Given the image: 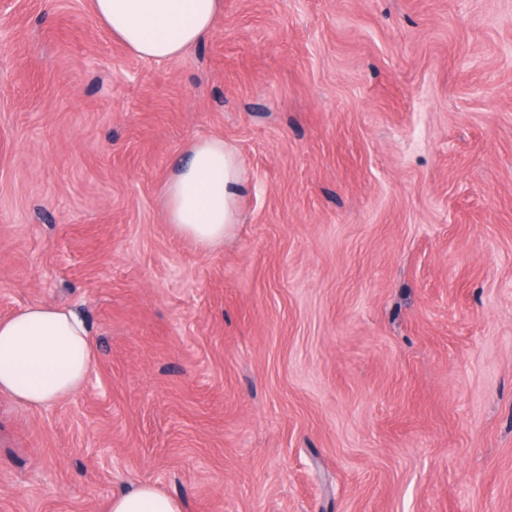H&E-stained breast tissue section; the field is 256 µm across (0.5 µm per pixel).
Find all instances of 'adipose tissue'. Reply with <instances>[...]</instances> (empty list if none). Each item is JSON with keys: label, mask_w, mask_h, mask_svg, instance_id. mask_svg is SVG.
<instances>
[{"label": "adipose tissue", "mask_w": 512, "mask_h": 512, "mask_svg": "<svg viewBox=\"0 0 512 512\" xmlns=\"http://www.w3.org/2000/svg\"><path fill=\"white\" fill-rule=\"evenodd\" d=\"M223 8L224 0H92L113 38L139 58L157 62L199 44ZM246 190L240 162L223 139L198 140L166 181V220L201 250L215 249L232 236ZM94 358L89 330L70 307L30 305L0 321V394L30 407L78 393ZM106 512H184V505L146 483L113 493Z\"/></svg>", "instance_id": "obj_1"}]
</instances>
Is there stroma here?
Instances as JSON below:
<instances>
[{"mask_svg": "<svg viewBox=\"0 0 512 512\" xmlns=\"http://www.w3.org/2000/svg\"><path fill=\"white\" fill-rule=\"evenodd\" d=\"M222 138L203 252L164 187ZM78 309L81 392L0 394V512H512V0H224L156 63L0 0V320ZM246 190L240 162L224 140H198L189 148L187 162L166 181V220L201 250L215 249L232 236ZM107 512H184L183 503L152 484H141L130 491L112 493Z\"/></svg>", "mask_w": 512, "mask_h": 512, "instance_id": "stroma-1", "label": "stroma"}]
</instances>
